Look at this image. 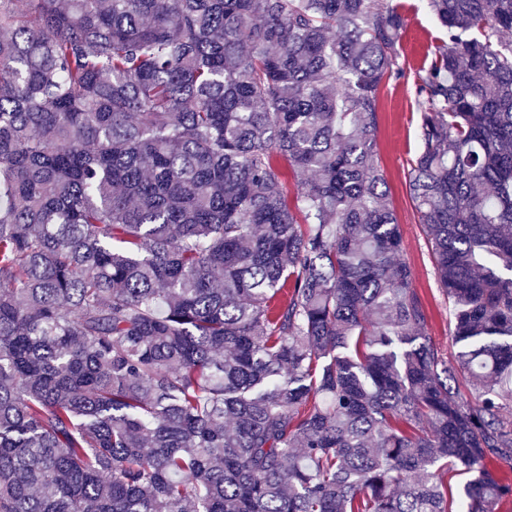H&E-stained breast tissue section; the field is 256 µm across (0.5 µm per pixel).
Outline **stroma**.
Masks as SVG:
<instances>
[{
    "mask_svg": "<svg viewBox=\"0 0 512 512\" xmlns=\"http://www.w3.org/2000/svg\"><path fill=\"white\" fill-rule=\"evenodd\" d=\"M407 18L400 39L404 74L384 81L378 93V154L384 172L388 201L403 235L401 254L414 274L413 285L429 314V334L444 352L455 351L448 302L436 280L432 256L423 227L410 197L407 172L419 150L420 113L415 102L416 81L432 58L441 33L433 22L426 0H394Z\"/></svg>",
    "mask_w": 512,
    "mask_h": 512,
    "instance_id": "1",
    "label": "stroma"
}]
</instances>
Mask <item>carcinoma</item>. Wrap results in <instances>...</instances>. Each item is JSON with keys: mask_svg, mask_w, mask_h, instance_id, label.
Returning a JSON list of instances; mask_svg holds the SVG:
<instances>
[{"mask_svg": "<svg viewBox=\"0 0 512 512\" xmlns=\"http://www.w3.org/2000/svg\"><path fill=\"white\" fill-rule=\"evenodd\" d=\"M427 2L449 358L377 158L398 7L0 0V512L512 501V0Z\"/></svg>", "mask_w": 512, "mask_h": 512, "instance_id": "1", "label": "carcinoma"}]
</instances>
